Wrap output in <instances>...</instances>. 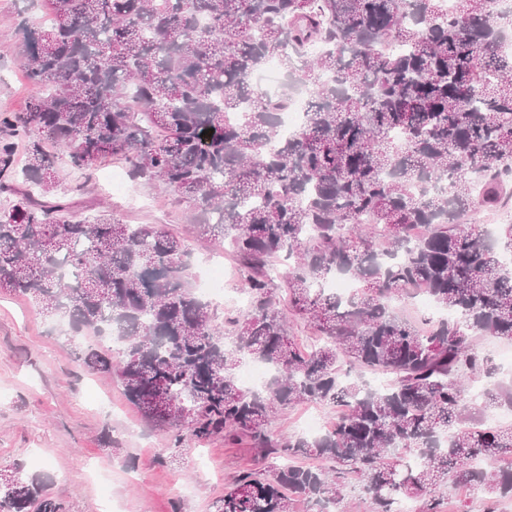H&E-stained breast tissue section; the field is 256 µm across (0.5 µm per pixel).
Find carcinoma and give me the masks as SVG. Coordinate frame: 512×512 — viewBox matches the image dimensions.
<instances>
[{
    "instance_id": "carcinoma-1",
    "label": "carcinoma",
    "mask_w": 512,
    "mask_h": 512,
    "mask_svg": "<svg viewBox=\"0 0 512 512\" xmlns=\"http://www.w3.org/2000/svg\"><path fill=\"white\" fill-rule=\"evenodd\" d=\"M507 0H44L14 36L38 95L0 112V291L122 345L88 348L142 416L170 435L249 443L267 466L242 472L217 512H328L358 488L371 512H442L435 489L512 499V426L472 411L512 405L476 339L512 340V223L488 237L463 217L512 199V29ZM389 40L399 52H383ZM279 59L308 88L295 134L250 75ZM236 119L228 120L229 114ZM23 143L27 163L15 165ZM111 158L159 183L220 230L244 312L218 322L191 282L176 234L102 211L79 219L57 196ZM289 261L288 311L319 339L291 336L271 261ZM359 288H325L337 275ZM423 292L448 315L410 321L391 306ZM245 357L273 368L243 388ZM391 376L372 389L355 372ZM488 383L473 403L466 382ZM336 411L322 436L278 435L276 414ZM298 456L317 466L293 463ZM504 465L490 471L489 461ZM43 480L0 468V512H63Z\"/></svg>"
}]
</instances>
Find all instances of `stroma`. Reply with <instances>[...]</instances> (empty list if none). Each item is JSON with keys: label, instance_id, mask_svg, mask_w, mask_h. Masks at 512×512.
Returning <instances> with one entry per match:
<instances>
[{"label": "stroma", "instance_id": "1", "mask_svg": "<svg viewBox=\"0 0 512 512\" xmlns=\"http://www.w3.org/2000/svg\"><path fill=\"white\" fill-rule=\"evenodd\" d=\"M43 13L40 0H0V112L23 109L37 93L18 63L12 27ZM123 166L115 159L100 164L71 194L78 216L105 210L116 222L171 230L192 253L193 276L209 262L223 263L226 293H239L235 261L216 230L188 221V203L133 182L130 190L148 202L139 209L111 191L108 176ZM57 322L26 299L0 292V466L17 463L27 476L45 480L66 512H98L99 474L111 482L112 512H216L237 475L254 467V450L220 438L168 448L167 433L143 420L116 378L79 361L81 350L100 345V338L67 341Z\"/></svg>", "mask_w": 512, "mask_h": 512}]
</instances>
